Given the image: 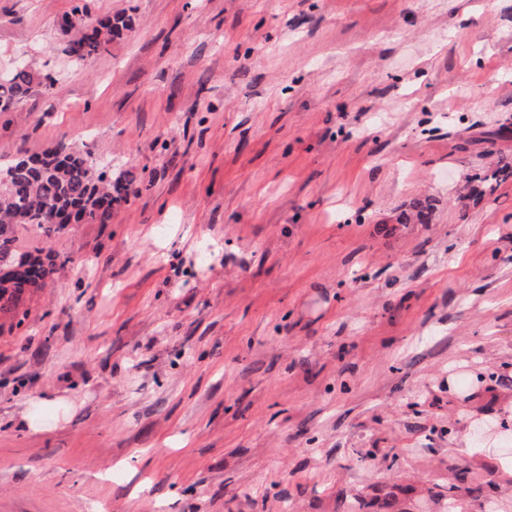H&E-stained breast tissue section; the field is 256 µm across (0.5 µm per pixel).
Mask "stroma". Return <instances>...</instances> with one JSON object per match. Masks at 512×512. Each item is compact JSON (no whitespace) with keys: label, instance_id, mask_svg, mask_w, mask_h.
Here are the masks:
<instances>
[{"label":"stroma","instance_id":"stroma-1","mask_svg":"<svg viewBox=\"0 0 512 512\" xmlns=\"http://www.w3.org/2000/svg\"><path fill=\"white\" fill-rule=\"evenodd\" d=\"M0 0V163L133 193L0 312V512H512V0ZM89 18L86 4L75 5L70 15H65V26L73 28L79 23L84 28L81 35L68 43L66 52L76 61H83L88 57L98 55L108 50L112 39L120 36L128 27L129 19L125 16L112 15L95 19L90 24H85ZM45 83L35 82V77L31 68L25 64L21 68H16L6 74H0V112H10L34 92V88L40 86H50L52 78L44 77Z\"/></svg>","mask_w":512,"mask_h":512}]
</instances>
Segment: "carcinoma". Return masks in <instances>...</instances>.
I'll return each mask as SVG.
<instances>
[{
	"label": "carcinoma",
	"mask_w": 512,
	"mask_h": 512,
	"mask_svg": "<svg viewBox=\"0 0 512 512\" xmlns=\"http://www.w3.org/2000/svg\"><path fill=\"white\" fill-rule=\"evenodd\" d=\"M87 6L76 5L65 16V26L83 27L68 43L67 53L77 61L108 50L112 39L128 27L129 19L110 15L87 24ZM35 82L24 65L0 74V112H10L34 92L51 85ZM131 183L125 175L100 171L92 152L64 140L40 155L20 157L0 166V311H18L23 297L43 286L56 271L54 259L14 249V227L23 224L42 233L61 228L62 221L112 223L113 211L128 202Z\"/></svg>",
	"instance_id": "cac0c4a2"
}]
</instances>
